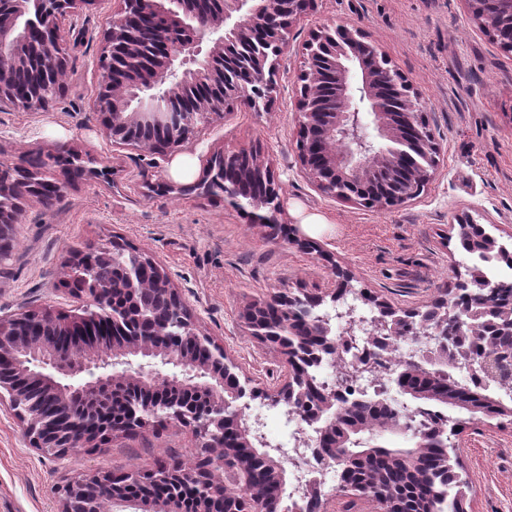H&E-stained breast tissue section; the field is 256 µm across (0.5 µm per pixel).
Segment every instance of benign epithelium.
I'll return each instance as SVG.
<instances>
[{"instance_id": "benign-epithelium-1", "label": "benign epithelium", "mask_w": 512, "mask_h": 512, "mask_svg": "<svg viewBox=\"0 0 512 512\" xmlns=\"http://www.w3.org/2000/svg\"><path fill=\"white\" fill-rule=\"evenodd\" d=\"M89 0H36L45 8L25 17L24 0H0V110L22 108L44 111L59 97L65 82L67 47L59 21L78 11ZM117 10L107 22L100 66L105 78L96 98L105 115L107 138L114 147L131 146L148 153L175 152L198 129L224 115L241 100L252 107H268L275 88L276 63L288 49V30L309 0H116ZM482 28L497 34L498 17H512V0H494L496 10L481 12L477 0H464ZM134 15L151 20L140 31L127 21ZM33 32L49 43V56L38 67L54 90L46 97L32 89L19 95L12 82L15 70L32 64L22 47ZM209 46L203 47L206 35ZM300 95L295 119L299 126L298 160L317 188L341 201L363 207L390 208L415 199L439 168L441 147L427 128L410 85L378 48L364 41L357 30L328 29L312 33L305 47ZM124 77L112 81V71ZM153 72L165 78L154 85L142 79ZM371 114L379 140L370 139L364 115ZM200 178L190 186L163 184L167 191H215L224 170L233 166L237 179L224 183V197L237 208L247 203L255 210L253 221L271 230L279 224L281 185L264 169L253 152H213L201 157ZM15 198L0 207V260L8 241L4 229L18 223L23 203L42 198L43 180L32 172L18 171ZM97 263H109L131 298L116 303L112 292L83 285L75 296L90 300L82 312L58 317L45 311L0 318V404L5 402L23 427L30 447L43 456L64 457L76 448H95L115 433L146 428L163 412L189 427L200 440L206 456L191 463L178 462L156 470L150 479L132 470L120 479L85 472L69 478L59 490L55 512H114L122 506L130 512H180L175 498L149 494L133 499L129 485L159 483L173 475L193 482L200 512H212V500L224 498L225 512H236L239 495L245 493L249 512H288L286 499L274 501L251 480L257 461H262L272 480L288 490L280 449L261 430L260 421L248 423L242 416L225 415L241 398L240 381L224 346L201 333L166 269L139 249L102 247L90 256L75 255L61 268L66 281L94 276ZM348 285L338 284L328 293L332 301L317 326L329 332L332 317L344 322L342 339L357 335L365 322L355 305L342 299ZM153 295L165 303L170 318L155 327L151 336L127 329L135 317V298ZM480 279L472 281L467 301L456 304L443 297L426 309L399 312L384 300L373 299L377 310L368 339L379 342L397 336L410 317L422 318L428 333L448 337L445 349L415 350L393 361V374L382 376L369 359L345 357L336 345L325 342L331 361L343 382L361 379L374 396L388 398L391 385L404 390L403 379L418 376L426 383L405 394L404 406L413 424L403 425L389 416H368L349 432L336 431V417L347 407L346 398L334 388L308 379L303 360L309 346L266 317L269 305L281 303L291 312L313 299L275 294L251 304L244 314L250 335L263 342L290 335L276 347L287 365L284 379L272 388L255 387L254 393L273 405L302 408L313 398L316 408L307 416L313 434L299 438L298 447L315 448L326 463L348 467L361 458L355 448L370 447L387 431H399L412 439L401 461L413 467L430 447L432 402L460 406L472 417L512 418V354L500 352L488 328L512 331V301H491ZM52 330V337L38 340L19 325L30 316ZM480 336L486 354L469 364L472 377L482 381L473 391L448 371L471 356L458 336ZM235 433L233 447L224 443V429ZM264 448L256 454V447ZM350 488L377 504L376 512H393L392 489L378 477L355 481Z\"/></svg>"}]
</instances>
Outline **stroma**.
<instances>
[{"mask_svg":"<svg viewBox=\"0 0 512 512\" xmlns=\"http://www.w3.org/2000/svg\"><path fill=\"white\" fill-rule=\"evenodd\" d=\"M115 0L91 5L60 22L69 52L61 95L44 112L0 111V165L28 166L60 183L51 205L28 199L12 230V252L0 261V318L22 312L67 315L82 307L60 275L77 251L124 244L148 251L169 273L202 333L223 344L240 376L275 386L286 367L278 350L249 336L242 312L284 291L324 294L334 266L349 285L404 311L423 308L445 290L470 281L477 266L460 243L454 217L469 214L498 244H512V54L467 12L462 0H311L290 28L276 66L268 108L240 103L204 126L179 154H147L112 146L95 99L104 71L99 58ZM355 28L410 84L442 147L435 177L416 198L366 208L321 192L297 157L295 107L304 48L312 33ZM89 158L96 175L74 176L57 164L62 148ZM256 151L283 186V221L302 249L267 235L250 211L223 196L161 192L173 182L177 156ZM323 216L324 229L302 224ZM468 482L467 512H512V421L471 419L448 408ZM200 443L169 419L118 435L88 453L48 459L28 444L8 407L0 406V512H53L57 490L73 475H123L185 462Z\"/></svg>","mask_w":512,"mask_h":512,"instance_id":"1","label":"stroma"}]
</instances>
